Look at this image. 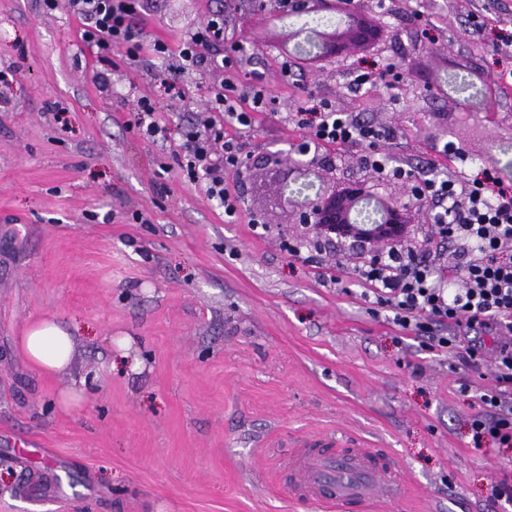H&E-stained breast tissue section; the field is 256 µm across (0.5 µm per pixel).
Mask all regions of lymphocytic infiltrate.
<instances>
[{"mask_svg": "<svg viewBox=\"0 0 512 512\" xmlns=\"http://www.w3.org/2000/svg\"><path fill=\"white\" fill-rule=\"evenodd\" d=\"M77 13L88 19L83 41L98 52L117 49L137 62L143 49L159 59H178L200 71L222 70L223 80L208 91L209 118L202 126L186 128L182 137V168L189 181L203 180L207 196L235 216L241 198L224 184V174L239 170L244 144L226 138L225 124L250 131L256 113L265 111L268 95L263 88L243 84L238 60L205 55L219 20L188 32L178 44L157 39L147 43L135 21L141 0H72ZM289 121L306 137L338 149L365 147L363 161L379 180L397 181L409 204L426 210L431 220L424 233L413 225L384 228L386 258L378 265L357 256L353 272L370 304L388 309L393 322L416 331L428 347L457 357L476 368L485 354L494 358V383L482 389L479 412L471 429L474 444L492 440L512 444V184L489 170L473 171L454 143L443 151L448 169L442 173L416 172L400 165L386 145L396 129L375 126L367 119L336 111L323 100L307 101L290 113ZM451 250L453 261L439 257ZM487 328L495 337L491 351L462 346L459 328Z\"/></svg>", "mask_w": 512, "mask_h": 512, "instance_id": "obj_1", "label": "lymphocytic infiltrate"}]
</instances>
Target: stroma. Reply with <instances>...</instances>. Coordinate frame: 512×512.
I'll use <instances>...</instances> for the list:
<instances>
[{
  "label": "stroma",
  "mask_w": 512,
  "mask_h": 512,
  "mask_svg": "<svg viewBox=\"0 0 512 512\" xmlns=\"http://www.w3.org/2000/svg\"><path fill=\"white\" fill-rule=\"evenodd\" d=\"M372 59L413 62L397 90L350 87L355 56L284 75L278 40L256 41L267 21L251 0H145L147 37L170 44L214 13L239 41L240 73L259 77L271 109L257 113L246 154L294 155L302 133L287 121L304 100L363 114L400 136V162L448 169L435 147L453 141L512 180V91L471 110L425 89L456 63L487 83L512 58L469 35L478 0H392ZM69 0H0V512H320L294 500L280 476L293 441L346 434L391 454L409 481L387 512H512L490 488L512 480V447H475L476 390L494 364L473 369L423 348L386 309L370 311L350 272L324 284L345 250L306 246L280 178L265 169L225 183L236 218L202 183L180 175L182 128L208 117L209 86L224 74L176 69L144 54L101 62L81 38ZM174 83L182 97H169ZM161 102L168 140L137 131L133 97ZM494 123H487L486 113ZM337 179L369 178L362 149L313 147ZM265 214L266 228L250 219ZM47 315L78 325L77 371L97 377L78 407L58 396L69 376H44L16 351ZM129 338L131 369L108 362ZM470 393H462L461 384Z\"/></svg>",
  "instance_id": "35a3bbf8"
}]
</instances>
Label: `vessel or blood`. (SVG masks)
I'll return each mask as SVG.
<instances>
[{
	"instance_id": "1",
	"label": "vessel or blood",
	"mask_w": 512,
	"mask_h": 512,
	"mask_svg": "<svg viewBox=\"0 0 512 512\" xmlns=\"http://www.w3.org/2000/svg\"><path fill=\"white\" fill-rule=\"evenodd\" d=\"M292 497L328 508L329 512H368L378 499L403 501L404 476L392 457L348 436H327L320 444L297 443L285 464Z\"/></svg>"
}]
</instances>
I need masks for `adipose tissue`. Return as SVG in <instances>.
<instances>
[{
	"label": "adipose tissue",
	"mask_w": 512,
	"mask_h": 512,
	"mask_svg": "<svg viewBox=\"0 0 512 512\" xmlns=\"http://www.w3.org/2000/svg\"><path fill=\"white\" fill-rule=\"evenodd\" d=\"M76 345L75 329L52 316L28 325L17 342L18 349L32 367L45 376L70 372Z\"/></svg>",
	"instance_id": "obj_1"
}]
</instances>
